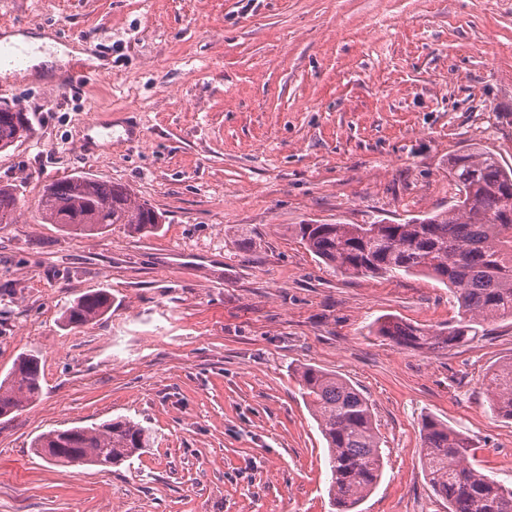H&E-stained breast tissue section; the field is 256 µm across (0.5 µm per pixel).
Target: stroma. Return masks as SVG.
Listing matches in <instances>:
<instances>
[{
  "label": "stroma",
  "instance_id": "stroma-1",
  "mask_svg": "<svg viewBox=\"0 0 512 512\" xmlns=\"http://www.w3.org/2000/svg\"><path fill=\"white\" fill-rule=\"evenodd\" d=\"M3 29L93 58L64 85L0 74V106L32 126L0 153V184L20 191L0 224V378L23 353L43 373L39 400L0 419V512H330L302 366L372 405L386 456L359 512H448L420 459L427 416L512 488V420L485 388L512 360V321L400 347L372 324L454 321L448 287L347 277L288 232L447 207L448 160L474 146L512 165V0H0ZM76 172L127 185L164 224L75 238L42 223L44 185ZM100 288L111 313L65 326ZM118 416L154 437L122 465L31 447Z\"/></svg>",
  "mask_w": 512,
  "mask_h": 512
}]
</instances>
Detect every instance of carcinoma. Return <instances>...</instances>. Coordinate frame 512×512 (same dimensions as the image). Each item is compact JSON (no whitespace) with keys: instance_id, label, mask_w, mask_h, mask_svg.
<instances>
[{"instance_id":"cac0c4a2","label":"carcinoma","mask_w":512,"mask_h":512,"mask_svg":"<svg viewBox=\"0 0 512 512\" xmlns=\"http://www.w3.org/2000/svg\"><path fill=\"white\" fill-rule=\"evenodd\" d=\"M30 121L0 108V151L29 136ZM459 187L447 208L402 224H291L319 260L350 277L419 274L448 286L459 319L421 327L387 319L374 332L411 350H444L467 342L492 319L512 318V167L492 152L473 148L449 162ZM16 186L0 185V224L15 221ZM41 219L73 237L100 234L121 224L133 235L155 232L163 215L132 199L118 182L73 174L44 186ZM112 309L104 289L86 293L62 314L73 327L100 320ZM303 399L326 441L329 495L335 512H356L376 487L383 452L368 399L346 380L315 367L296 371ZM489 407L512 420V361L489 374ZM40 362L22 354L0 380V418L32 406L41 396ZM422 462L433 490L448 500V512H512V489L467 464L471 438L429 417L422 422ZM151 431L127 418L72 426L37 436L34 451L52 464L112 467L152 447Z\"/></svg>"}]
</instances>
